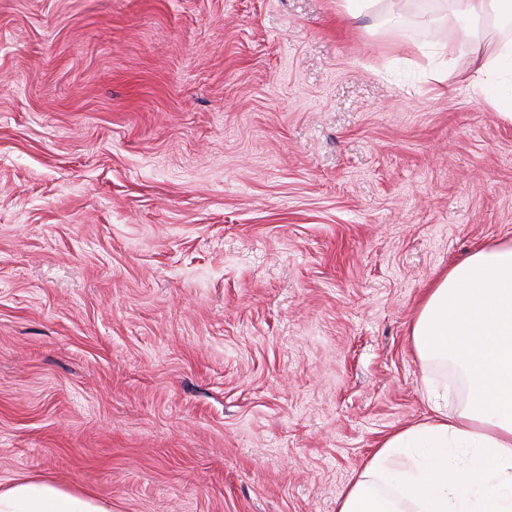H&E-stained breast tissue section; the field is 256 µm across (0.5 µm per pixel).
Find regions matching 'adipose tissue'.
I'll list each match as a JSON object with an SVG mask.
<instances>
[{
  "instance_id": "ef3b65f1",
  "label": "adipose tissue",
  "mask_w": 512,
  "mask_h": 512,
  "mask_svg": "<svg viewBox=\"0 0 512 512\" xmlns=\"http://www.w3.org/2000/svg\"><path fill=\"white\" fill-rule=\"evenodd\" d=\"M425 372L449 366L465 387L427 383L429 414L396 430L346 486L336 512H512V239L453 263L410 326ZM0 512H106L47 480H15Z\"/></svg>"
}]
</instances>
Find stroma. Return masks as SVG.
<instances>
[{
  "instance_id": "1",
  "label": "stroma",
  "mask_w": 512,
  "mask_h": 512,
  "mask_svg": "<svg viewBox=\"0 0 512 512\" xmlns=\"http://www.w3.org/2000/svg\"><path fill=\"white\" fill-rule=\"evenodd\" d=\"M399 28L387 22L390 11ZM447 0H0V487L336 512L429 413L425 288L512 238Z\"/></svg>"
}]
</instances>
